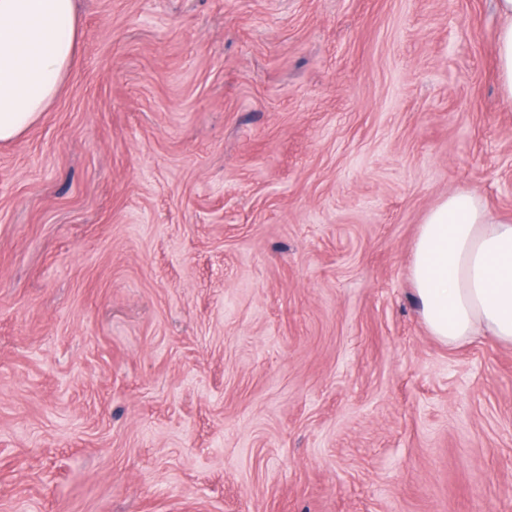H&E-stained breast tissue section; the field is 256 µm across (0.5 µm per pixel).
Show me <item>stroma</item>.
Listing matches in <instances>:
<instances>
[{"mask_svg":"<svg viewBox=\"0 0 512 512\" xmlns=\"http://www.w3.org/2000/svg\"><path fill=\"white\" fill-rule=\"evenodd\" d=\"M0 142V512H512V346L414 301L512 216L494 0H76ZM410 279L426 326L442 342L492 336L512 345V217L476 193L450 192L426 214Z\"/></svg>","mask_w":512,"mask_h":512,"instance_id":"stroma-1","label":"stroma"}]
</instances>
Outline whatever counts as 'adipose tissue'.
Masks as SVG:
<instances>
[{"instance_id":"ef3b65f1","label":"adipose tissue","mask_w":512,"mask_h":512,"mask_svg":"<svg viewBox=\"0 0 512 512\" xmlns=\"http://www.w3.org/2000/svg\"><path fill=\"white\" fill-rule=\"evenodd\" d=\"M495 55L502 97L512 102V0ZM77 49L74 0H0V142L25 135L59 97ZM410 279L433 336L455 344L491 336L512 345V217L456 190L425 216Z\"/></svg>"}]
</instances>
